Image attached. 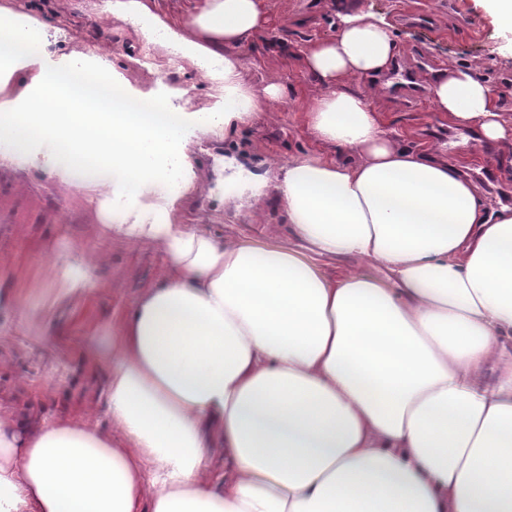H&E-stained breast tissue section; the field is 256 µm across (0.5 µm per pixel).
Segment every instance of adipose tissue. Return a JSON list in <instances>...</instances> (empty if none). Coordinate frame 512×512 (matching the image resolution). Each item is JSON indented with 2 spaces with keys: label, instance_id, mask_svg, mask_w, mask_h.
Masks as SVG:
<instances>
[{
  "label": "adipose tissue",
  "instance_id": "ef3b65f1",
  "mask_svg": "<svg viewBox=\"0 0 512 512\" xmlns=\"http://www.w3.org/2000/svg\"><path fill=\"white\" fill-rule=\"evenodd\" d=\"M104 11L129 22L149 68L180 58L212 93L197 111L182 88L160 101L98 45L69 50L39 0L0 5V166L47 174L167 269L86 353L107 372L117 434L0 411V512H512V209L488 210L355 89L390 70V24L340 11L335 36L301 52L322 88L303 114L319 151L269 177L224 158L226 204L274 188L292 240L227 242L183 219L202 187L193 142L232 138L283 98L241 72V49L270 27L266 0ZM479 70L443 71L433 108L510 144ZM336 258L375 272L329 275ZM97 261L84 248L56 261L55 301L89 297Z\"/></svg>",
  "mask_w": 512,
  "mask_h": 512
}]
</instances>
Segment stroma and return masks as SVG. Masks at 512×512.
Returning a JSON list of instances; mask_svg holds the SVG:
<instances>
[{
    "instance_id": "obj_1",
    "label": "stroma",
    "mask_w": 512,
    "mask_h": 512,
    "mask_svg": "<svg viewBox=\"0 0 512 512\" xmlns=\"http://www.w3.org/2000/svg\"><path fill=\"white\" fill-rule=\"evenodd\" d=\"M330 0H268L272 24L267 45L243 49V76L260 85L273 79L282 84L284 98L272 105L269 121L241 131L226 142L212 143L202 154L206 174L203 197L190 209L191 223L225 240H290L282 210L274 195L254 199L251 206L233 211L224 206V157L246 156L266 170L270 161L317 150L318 145L300 120L321 93V87L301 70L296 60L273 53L272 45L285 43L300 50L311 41L332 35ZM392 22L402 66L417 82L431 87L441 70L452 65L480 63L482 73L497 88L512 86V31L503 29L488 13L484 0H342ZM103 0H56V10L70 25L75 45L108 41L117 59L135 55L131 27L114 17H101ZM424 7L435 18L430 27L405 25L397 20L399 8ZM374 105L386 112L391 128L407 131L409 141L436 144L442 157L456 160L472 150L482 154L467 174L479 187L491 209L512 207V175L496 162L501 150L478 143L474 131L454 129L429 99L394 90L388 76L378 78ZM101 252L105 260L94 271L95 291L89 300L53 304L32 298L29 307L44 330H30L12 311L0 310V405L30 416L50 419L85 414L105 431H112L103 397L104 372L87 371L80 355L93 323L105 319L118 304L132 303L141 288L156 282L162 272L161 254L130 242L102 236L95 213L66 198L43 172L0 167V275L13 288L28 293L46 267L69 258L74 248Z\"/></svg>"
}]
</instances>
